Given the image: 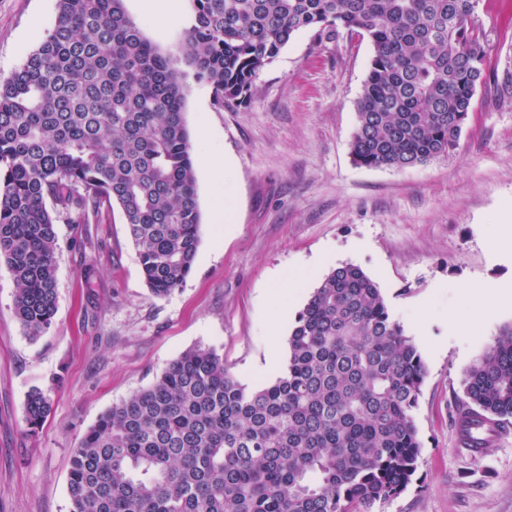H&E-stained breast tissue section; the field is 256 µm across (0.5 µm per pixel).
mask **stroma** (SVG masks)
<instances>
[{
	"label": "stroma",
	"mask_w": 512,
	"mask_h": 512,
	"mask_svg": "<svg viewBox=\"0 0 512 512\" xmlns=\"http://www.w3.org/2000/svg\"><path fill=\"white\" fill-rule=\"evenodd\" d=\"M127 12L162 51L178 55L189 0L166 17ZM56 0H0V78L52 27ZM488 34L486 80L449 156L404 169L366 168L349 153L355 101L372 47L347 35L300 31L260 72L250 98L216 108L190 82L201 242L190 275L157 299L144 282L119 208L95 224H57V311L29 338L0 266V512H69L74 448L112 404L149 386L193 347L215 349L248 387L274 382L299 313L331 268L372 278L426 367L414 422L422 444L412 483L372 512H512V436L472 459L459 452L453 413L463 380L512 327V308L486 317L480 290L512 284V0H479ZM227 161V196H213L200 155ZM284 289V307L271 300ZM51 409L24 420L28 393ZM51 408L49 395L40 389H33L27 397L25 422L30 430L37 429L48 415Z\"/></svg>",
	"instance_id": "stroma-1"
}]
</instances>
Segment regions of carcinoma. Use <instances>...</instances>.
<instances>
[{"mask_svg":"<svg viewBox=\"0 0 512 512\" xmlns=\"http://www.w3.org/2000/svg\"><path fill=\"white\" fill-rule=\"evenodd\" d=\"M181 52L153 45L124 0H57L41 43L0 81V260L31 338L57 308L56 223L116 205L155 297L191 273L200 212L184 105L245 102L304 29L366 38L350 154L403 169L454 151L489 55L478 0H190ZM425 365L377 284L344 263L323 276L273 384L250 390L212 348L185 351L105 411L71 458L70 512H370L411 484ZM468 403L512 420V331L465 379ZM51 408L40 389L25 422Z\"/></svg>","mask_w":512,"mask_h":512,"instance_id":"carcinoma-1","label":"carcinoma"}]
</instances>
